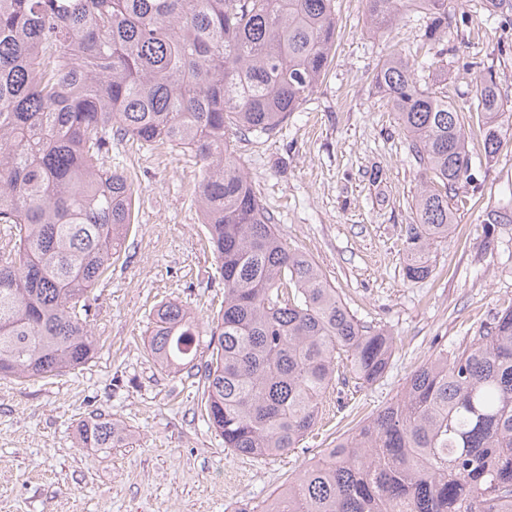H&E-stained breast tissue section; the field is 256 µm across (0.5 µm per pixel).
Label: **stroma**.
<instances>
[{
	"instance_id": "35a3bbf8",
	"label": "stroma",
	"mask_w": 512,
	"mask_h": 512,
	"mask_svg": "<svg viewBox=\"0 0 512 512\" xmlns=\"http://www.w3.org/2000/svg\"><path fill=\"white\" fill-rule=\"evenodd\" d=\"M333 66L280 133L233 139L258 196L289 247L318 264L363 324L395 338L383 377L339 384L300 448L238 456L200 413L202 369L166 371L148 355L156 309L174 302L215 327L224 288L193 204L201 178L189 152L113 143L106 166L134 180L137 218L109 280L90 294L98 340L83 366L29 382L0 378V512H260L305 461L395 400L432 355L455 351L512 305V224L487 232V213L512 210V146L487 160L470 142L481 185L456 213V229L432 250L433 271L405 276V231L421 171L387 98L372 84L393 49L414 50L424 30L410 15L374 36L365 0H335ZM448 90L467 109L484 66L494 65L512 104V26L484 0H448ZM132 435L119 448H80L79 426L96 414Z\"/></svg>"
}]
</instances>
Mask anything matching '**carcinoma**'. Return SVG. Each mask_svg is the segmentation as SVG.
<instances>
[{"label": "carcinoma", "instance_id": "1", "mask_svg": "<svg viewBox=\"0 0 512 512\" xmlns=\"http://www.w3.org/2000/svg\"><path fill=\"white\" fill-rule=\"evenodd\" d=\"M334 0H0V376L31 380L86 364L96 349L88 293L120 256L132 183L104 167L112 141L182 147L201 165L195 205L224 305L207 349L202 401L224 447L282 455L319 420L339 373L357 385L385 373L394 337L364 325L319 266L288 248L228 131L278 133L327 71ZM512 23V0H486ZM420 14L428 60L394 49L373 70L424 178L405 239L406 278L432 271L455 203L480 184L468 150L493 157L512 141L494 66L468 114L416 71L440 59L447 0H366L388 32ZM203 330L183 306L154 316L149 348L164 370L196 359ZM102 414L88 448L128 443ZM262 512H512V306L451 354L410 375L401 395L310 459Z\"/></svg>", "mask_w": 512, "mask_h": 512}]
</instances>
